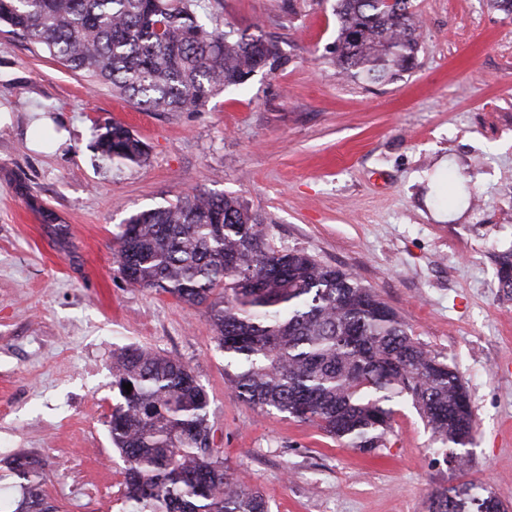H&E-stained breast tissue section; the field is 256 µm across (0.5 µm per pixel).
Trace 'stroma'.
Returning a JSON list of instances; mask_svg holds the SVG:
<instances>
[{
    "instance_id": "obj_1",
    "label": "stroma",
    "mask_w": 512,
    "mask_h": 512,
    "mask_svg": "<svg viewBox=\"0 0 512 512\" xmlns=\"http://www.w3.org/2000/svg\"><path fill=\"white\" fill-rule=\"evenodd\" d=\"M260 26L275 69L194 112H150L0 26V497L17 454L42 458L59 512H122L125 464L108 422L112 354L142 345L187 363L210 401L230 473L271 512H427L430 496L486 484L512 512V14L490 0H414L413 69L367 86L336 73L335 0H223ZM68 137L39 152L36 113ZM128 127L145 162L102 167L95 128ZM464 172L478 202H437ZM232 194L276 243L355 273L458 371L476 420L460 470L408 405L386 447H346L311 422L232 392L203 308L136 288L113 263L133 213L188 188Z\"/></svg>"
}]
</instances>
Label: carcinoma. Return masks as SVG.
Instances as JSON below:
<instances>
[{"label":"carcinoma","instance_id":"obj_1","mask_svg":"<svg viewBox=\"0 0 512 512\" xmlns=\"http://www.w3.org/2000/svg\"><path fill=\"white\" fill-rule=\"evenodd\" d=\"M222 10V0H0V24L143 109L187 112L280 60L260 27L219 28ZM336 19V74L379 84L414 67L412 0H336ZM96 150L105 166L147 155L116 123L100 127ZM115 264L133 287L205 308L229 388L252 407L371 452L385 446L392 403L407 402L442 446L454 445L449 462L465 466L475 422L457 371L356 275L276 244L267 218L240 198L195 191L132 214ZM497 264L512 295V251ZM112 386L121 400L109 433L126 464L127 512H270L260 490L224 466L209 397L186 363L128 346L112 355ZM8 468L21 497L7 512H58L41 460L17 455ZM494 500L483 485L461 484L433 496L429 512H488Z\"/></svg>","mask_w":512,"mask_h":512}]
</instances>
